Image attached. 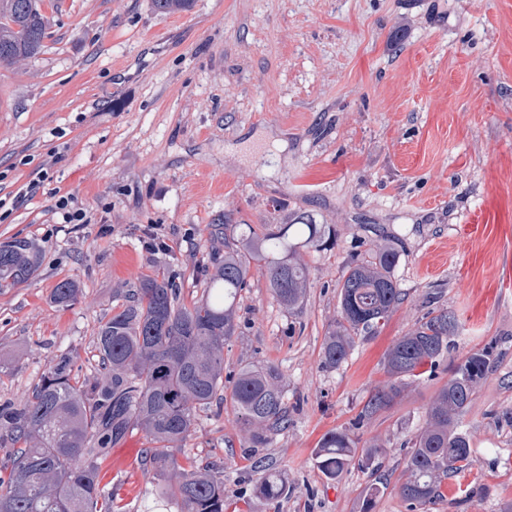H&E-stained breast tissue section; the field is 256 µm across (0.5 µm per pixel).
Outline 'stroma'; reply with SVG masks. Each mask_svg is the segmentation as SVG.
I'll return each instance as SVG.
<instances>
[{"mask_svg": "<svg viewBox=\"0 0 512 512\" xmlns=\"http://www.w3.org/2000/svg\"><path fill=\"white\" fill-rule=\"evenodd\" d=\"M41 52L0 63V242L41 252L23 284L0 291V402L27 395L63 354L97 368L96 332L143 276L175 274L184 301L228 224L304 216L336 228L308 249L310 287L286 311L253 265L224 345V376L253 363L283 375L288 426L258 457L288 494L268 505L231 401L196 412L182 455L224 469V512H415L401 494L405 445L426 420L450 361L492 348L460 429L472 468L428 512L512 506V0H42ZM48 178L37 190L38 172ZM71 198L88 221L64 223ZM170 251L146 249L147 229ZM391 243L404 299L379 333L329 369L322 347L347 266ZM75 281L77 302L51 300ZM459 322L447 361L391 406L360 413L389 379L385 354L425 314ZM386 442L371 474L317 469L334 430ZM108 479L120 512H176L155 470Z\"/></svg>", "mask_w": 512, "mask_h": 512, "instance_id": "35a3bbf8", "label": "stroma"}]
</instances>
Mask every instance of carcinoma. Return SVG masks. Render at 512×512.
<instances>
[{
	"label": "carcinoma",
	"mask_w": 512,
	"mask_h": 512,
	"mask_svg": "<svg viewBox=\"0 0 512 512\" xmlns=\"http://www.w3.org/2000/svg\"><path fill=\"white\" fill-rule=\"evenodd\" d=\"M47 17L38 0H0V63L36 55L46 37ZM331 224L297 221L256 232L251 225L224 234V252L210 254L212 272L203 297L181 301L173 275L147 276L140 288L101 323L96 336L98 369L91 378L74 373L73 360L60 356L24 398L0 403V447L10 453L0 467V512H115L114 498L101 487L99 461L134 427L152 447L144 461L168 480L164 492L178 512H224V473L202 467L178 452L195 425V410L224 392V343L238 328L237 307L249 286L251 264L265 268L272 297L285 309L299 308L310 272L303 259L309 248L334 245ZM397 253L379 244L368 259L352 263L340 284L339 318L328 328L322 362L343 363L358 336H373L401 303L391 273ZM38 252L25 239L0 243V290L26 282ZM79 296L76 282L53 290L62 307ZM458 320L446 309L426 314L416 328L388 350V383L370 398L359 418L390 406L404 387L450 353ZM481 350L452 365L437 391L426 425L409 441L403 497L425 509L446 497L448 474L471 465L469 440L458 430L490 363ZM238 418L251 447L288 422L282 376L271 365L239 367L231 388ZM385 446H367L366 468L377 472ZM356 454V442L342 431L326 435L316 452L328 479L341 477ZM285 476L263 468L257 497L275 504L287 493Z\"/></svg>",
	"instance_id": "carcinoma-1"
}]
</instances>
